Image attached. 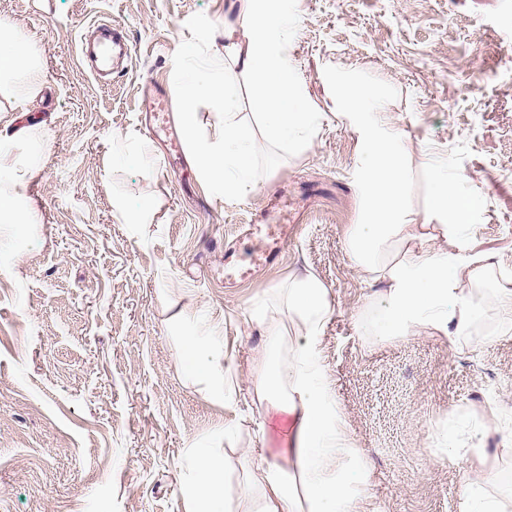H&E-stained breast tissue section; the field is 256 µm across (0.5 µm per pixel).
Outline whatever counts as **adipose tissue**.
<instances>
[{"mask_svg": "<svg viewBox=\"0 0 512 512\" xmlns=\"http://www.w3.org/2000/svg\"><path fill=\"white\" fill-rule=\"evenodd\" d=\"M250 14L247 35L233 21L224 23V54L207 59L179 55L175 70L181 79L180 121L192 143L196 166L212 191L221 198L251 193L254 143L240 126L232 107L238 75L252 78L260 93L266 135L273 142H291L310 133L316 113L303 104L302 85L285 46L293 22L282 0H244ZM39 59L19 29L0 23V80L31 71ZM383 94L370 93L349 80L336 83V103L347 112L360 143L357 176L368 200L360 224L346 234L353 263L378 275L386 286L377 292L365 318L364 331L372 343L407 339L429 330L455 346L475 350L494 343L490 333H479L487 307H494L503 334L512 333V264L492 256L467 252L473 194L464 192L459 175L449 173L442 159L432 162L434 184L431 216L448 233L446 245L433 246L419 237L392 265H383L381 250L393 237L406 232L401 222L404 203L403 144L400 135L379 118ZM209 102L223 109L224 122L213 134L196 129L197 106ZM496 278L492 296L480 288ZM271 304L253 311L263 335L288 347L286 356L265 351L252 358L254 400L263 411L290 416L289 448L280 456L245 459L240 512H379L368 494L373 474L335 402L333 381L322 363L320 338L332 313L329 291L316 276L289 279L287 287L273 289ZM297 338H289V325ZM195 330L183 336L180 366L203 379L210 396L233 407L240 379L233 366L224 325L207 312L194 317ZM190 463L188 512H224L225 458L198 444L186 450ZM449 459H464L460 512H506L507 505L487 490L495 464L485 452L462 456L449 448Z\"/></svg>", "mask_w": 512, "mask_h": 512, "instance_id": "obj_1", "label": "adipose tissue"}]
</instances>
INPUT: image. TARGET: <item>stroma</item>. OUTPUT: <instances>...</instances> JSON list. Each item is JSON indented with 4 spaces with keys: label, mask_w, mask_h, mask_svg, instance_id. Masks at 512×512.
I'll use <instances>...</instances> for the list:
<instances>
[{
    "label": "stroma",
    "mask_w": 512,
    "mask_h": 512,
    "mask_svg": "<svg viewBox=\"0 0 512 512\" xmlns=\"http://www.w3.org/2000/svg\"><path fill=\"white\" fill-rule=\"evenodd\" d=\"M288 55L311 138L266 137L258 91L238 81L235 110L257 146L256 190L220 199L194 165L187 136L152 142L140 88L150 80L180 109V52L223 55L224 22L246 31L240 0H0V20L38 47L37 72L0 90V190L32 146L41 164L19 208L0 223V512H186L190 442L211 448L237 424L224 489L238 512L239 462L272 456L291 421L260 417L248 392L225 410L177 362L194 311L224 321L242 380L269 340L251 320L268 292L313 274L334 314L320 344L336 401L373 480L382 512H458L462 472L449 445L468 449L484 418L512 414V338L475 351L421 332L371 344L363 312L382 285L355 267L345 236L365 199L358 142L336 110V71L386 92L383 119L404 136L405 221L442 243L426 221L431 157L464 176L476 202L468 249L512 259V0H288ZM106 20L125 29L132 60L99 85L76 63L79 37ZM148 149L119 165V139ZM285 194L274 223L288 240L273 267L224 285V251L266 199ZM148 221L131 224L129 211Z\"/></svg>",
    "instance_id": "1"
}]
</instances>
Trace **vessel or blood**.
Listing matches in <instances>:
<instances>
[{"label":"vessel or blood","instance_id":"1","mask_svg":"<svg viewBox=\"0 0 512 512\" xmlns=\"http://www.w3.org/2000/svg\"><path fill=\"white\" fill-rule=\"evenodd\" d=\"M77 51L81 68L101 81L112 78L116 60L128 59L132 47L122 30L101 23L92 38L79 40ZM144 102L146 111L155 113L158 129H167L171 123V103L166 91L158 86L146 87ZM249 235L258 239L260 245L244 258L236 252L226 251L224 276L227 280H250L256 268L276 262L286 239L283 225L269 223L264 212L251 216Z\"/></svg>","mask_w":512,"mask_h":512}]
</instances>
